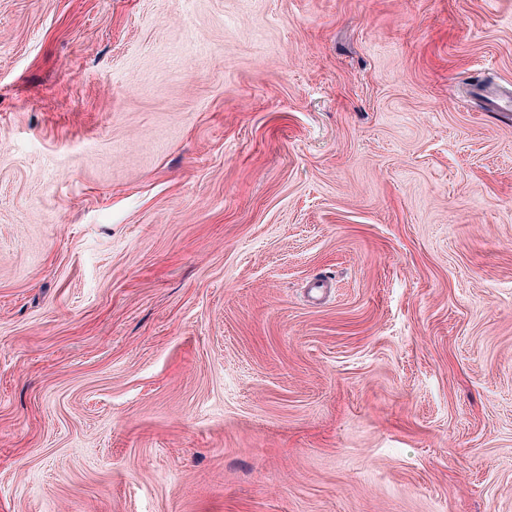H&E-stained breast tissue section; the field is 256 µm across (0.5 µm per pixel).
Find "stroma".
<instances>
[{"label":"stroma","instance_id":"obj_1","mask_svg":"<svg viewBox=\"0 0 512 512\" xmlns=\"http://www.w3.org/2000/svg\"><path fill=\"white\" fill-rule=\"evenodd\" d=\"M477 82L512 0H0V512H512Z\"/></svg>","mask_w":512,"mask_h":512}]
</instances>
